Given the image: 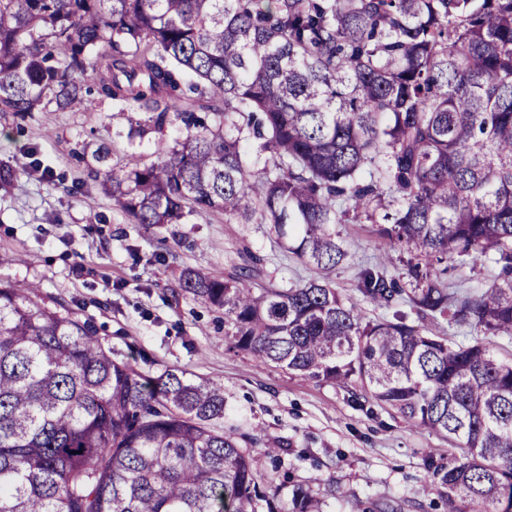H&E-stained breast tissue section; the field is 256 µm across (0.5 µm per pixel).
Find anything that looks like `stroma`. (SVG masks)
Here are the masks:
<instances>
[{
    "mask_svg": "<svg viewBox=\"0 0 512 512\" xmlns=\"http://www.w3.org/2000/svg\"><path fill=\"white\" fill-rule=\"evenodd\" d=\"M88 109L43 102L20 117L0 112V163L16 173L0 186V280L34 283L41 299L60 304L97 329L102 343L143 373L178 367L224 386L225 427L260 434L257 467L268 483L284 476L328 490L325 512H448V489L437 468L459 454L392 410L353 402L348 389L262 365L229 350L224 313L178 288L183 269L215 276L251 264L258 287L314 279L307 263L285 252L265 224H239L222 214L185 223H130L102 188L93 157L101 146L112 164L155 159L173 144L174 126L136 134L128 115L102 96L93 70L79 74ZM350 255L335 287L356 304L360 270L399 267L397 254L368 224H346ZM277 451L269 459L265 448Z\"/></svg>",
    "mask_w": 512,
    "mask_h": 512,
    "instance_id": "35a3bbf8",
    "label": "stroma"
}]
</instances>
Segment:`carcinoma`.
<instances>
[{
	"label": "carcinoma",
	"instance_id": "1",
	"mask_svg": "<svg viewBox=\"0 0 512 512\" xmlns=\"http://www.w3.org/2000/svg\"><path fill=\"white\" fill-rule=\"evenodd\" d=\"M93 54L104 96L181 133L154 162L105 167L131 223L267 224L318 270L259 290L246 266L184 270L180 290L224 311L229 348L457 441L451 512H512V359L487 342L512 336V0H0V112L48 93L85 106L75 74ZM366 222L399 253V275L358 281L390 319L333 286L340 226ZM492 252L489 288H448V263ZM223 420L224 385L148 377L36 286L0 281V512H322L307 483L286 501L265 487L258 438L241 446Z\"/></svg>",
	"mask_w": 512,
	"mask_h": 512
}]
</instances>
